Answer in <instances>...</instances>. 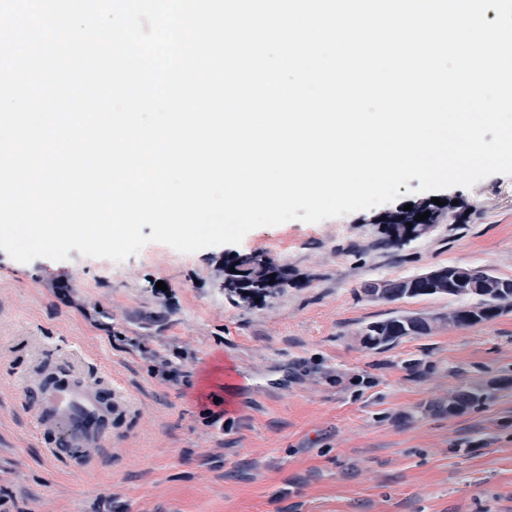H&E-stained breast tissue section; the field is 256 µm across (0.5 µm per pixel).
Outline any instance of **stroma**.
Here are the masks:
<instances>
[{"mask_svg": "<svg viewBox=\"0 0 512 512\" xmlns=\"http://www.w3.org/2000/svg\"><path fill=\"white\" fill-rule=\"evenodd\" d=\"M418 185L194 253L149 241L121 262L73 250L22 264L0 250V494L13 512H512V311L459 328L443 320L457 299L363 291L438 266L512 277V175ZM434 197L456 201L460 219L383 246L380 216ZM234 254L288 279L259 302L231 293ZM61 281L74 303L57 297ZM397 311L434 318L432 331L365 348L362 328ZM41 356L76 359L134 406L111 448L91 449L93 466L48 458L25 389ZM159 357L180 380L153 374ZM473 388L483 403L449 410ZM207 409L223 424L205 423Z\"/></svg>", "mask_w": 512, "mask_h": 512, "instance_id": "1", "label": "stroma"}]
</instances>
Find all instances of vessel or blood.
<instances>
[{
    "instance_id": "vessel-or-blood-1",
    "label": "vessel or blood",
    "mask_w": 512,
    "mask_h": 512,
    "mask_svg": "<svg viewBox=\"0 0 512 512\" xmlns=\"http://www.w3.org/2000/svg\"><path fill=\"white\" fill-rule=\"evenodd\" d=\"M29 377L47 382L34 404V418L55 460L80 459L86 448L111 446L113 422L133 410L121 393L99 380L76 376L64 364L38 361Z\"/></svg>"
}]
</instances>
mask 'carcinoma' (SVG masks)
I'll return each instance as SVG.
<instances>
[{
    "instance_id": "cac0c4a2",
    "label": "carcinoma",
    "mask_w": 512,
    "mask_h": 512,
    "mask_svg": "<svg viewBox=\"0 0 512 512\" xmlns=\"http://www.w3.org/2000/svg\"><path fill=\"white\" fill-rule=\"evenodd\" d=\"M455 206L448 203L438 206L432 202H421L412 206V210L398 209L386 214L381 223L384 224V245L397 247L403 236L412 225L426 232L432 225L439 223L443 214ZM430 212L428 219L417 221V214ZM234 266V271L228 273L225 287L237 295L248 292L251 299H263L269 293L271 284H279L287 279V273L270 259H258L250 256L239 262H227ZM447 295L455 297L463 304L448 312V323L456 327H469L483 321L491 320L506 309L512 308V277H501L486 270L474 268H448ZM476 298V302L468 305L464 300ZM411 317L405 314H395L384 320L367 324L361 333L362 344L370 350L384 349L405 337L398 330L391 331L397 324H405ZM485 400V394L479 391H462L452 401L454 405L478 406Z\"/></svg>"
}]
</instances>
